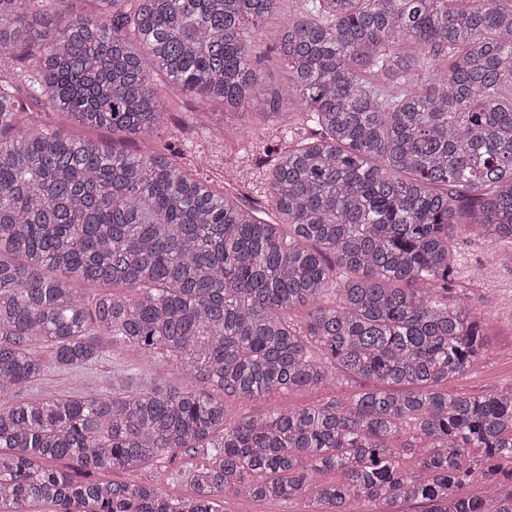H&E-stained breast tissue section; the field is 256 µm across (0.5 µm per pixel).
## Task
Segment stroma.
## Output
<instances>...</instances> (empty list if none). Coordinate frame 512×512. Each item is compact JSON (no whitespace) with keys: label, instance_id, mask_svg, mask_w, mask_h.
I'll list each match as a JSON object with an SVG mask.
<instances>
[{"label":"stroma","instance_id":"1","mask_svg":"<svg viewBox=\"0 0 512 512\" xmlns=\"http://www.w3.org/2000/svg\"><path fill=\"white\" fill-rule=\"evenodd\" d=\"M154 82L163 94L162 103L167 112L159 130L158 145H170L178 163L199 179L219 188L239 190L246 204L264 202L270 171L264 158L284 142L277 123L252 114L243 119L251 128L250 135L235 136L231 130L242 120L238 115L225 112L220 104L182 94L164 76H156ZM510 250L512 244L508 242L491 249L475 225L467 226L458 240L451 294L467 298L482 308L488 346L484 355L452 383L453 394L468 397L512 392V266L501 264L496 257L497 252ZM116 366L128 369L137 379L199 392L209 389L202 381L185 378L169 360L144 356L120 345L107 347L102 362L95 366L53 369L49 381L60 394H87L98 388L104 375ZM368 385V380L358 379L339 382L330 391L308 387L256 401L229 397L225 406L229 420L235 421L256 410L318 403L332 395L346 401ZM203 459L200 452L164 455L135 473L134 478L154 483L164 495L182 497L190 494L191 489L181 479V471Z\"/></svg>","mask_w":512,"mask_h":512}]
</instances>
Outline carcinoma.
Instances as JSON below:
<instances>
[{
  "mask_svg": "<svg viewBox=\"0 0 512 512\" xmlns=\"http://www.w3.org/2000/svg\"><path fill=\"white\" fill-rule=\"evenodd\" d=\"M66 2L0 0V54L20 63L0 71V512H215L219 493L512 512V393L449 391L486 339L481 309L448 303L463 227L512 243V0H293L280 88L263 87L257 32L285 0H94L74 17ZM157 73L285 135L295 116L311 129L273 164L278 221L160 148L37 120L148 140ZM106 342L213 392L134 389L117 369L101 390L54 391L51 366L91 367ZM356 377L376 386L227 421V397ZM34 382L41 397L9 400ZM198 448L184 497L108 478Z\"/></svg>",
  "mask_w": 512,
  "mask_h": 512,
  "instance_id": "carcinoma-1",
  "label": "carcinoma"
}]
</instances>
